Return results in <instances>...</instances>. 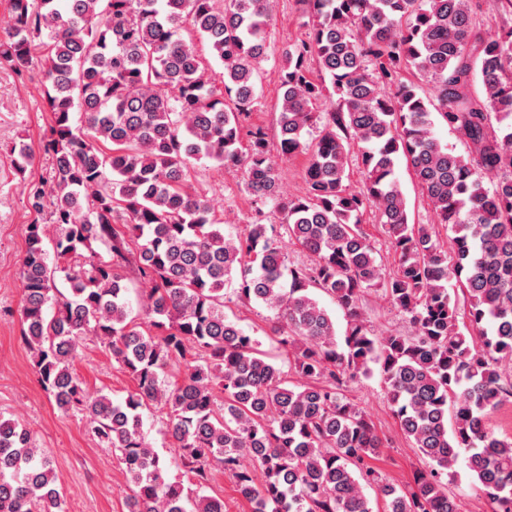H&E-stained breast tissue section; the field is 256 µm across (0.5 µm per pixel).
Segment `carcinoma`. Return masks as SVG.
Wrapping results in <instances>:
<instances>
[{"instance_id":"1","label":"carcinoma","mask_w":512,"mask_h":512,"mask_svg":"<svg viewBox=\"0 0 512 512\" xmlns=\"http://www.w3.org/2000/svg\"><path fill=\"white\" fill-rule=\"evenodd\" d=\"M297 2L308 32L281 49L276 107L281 154L306 158V190L291 196L268 133L248 126L270 50L269 0H10L0 65L20 76L41 66L52 115L45 148L55 159L51 181L25 180L33 219L21 338L57 408L85 413L99 441L121 453L131 512H224V500L192 490L217 470L252 512H374L364 493L373 484L385 512H459L442 475L461 460L490 512H512V439L490 428L512 399V27L483 34L472 0ZM187 23L223 71L204 66L183 38ZM403 70L415 80H400ZM477 75L480 97L470 92ZM420 81L433 97L419 94ZM382 83L397 84L395 95ZM434 109L468 155L436 138ZM310 128L318 135L306 141ZM353 149L358 190L345 183ZM11 157L25 175L30 146L14 144ZM401 158L452 232L453 258L427 226L409 223ZM201 159L241 171L256 214L243 235L226 236L206 197L189 189ZM367 206L397 261L392 274L360 227ZM286 237L310 263H288ZM98 240L109 245L106 263L84 255ZM131 254L147 285L135 316L120 272ZM234 273L237 299L274 312L272 334L304 383L289 385L260 340L224 312ZM453 280L468 307L464 327ZM311 288L342 311V340ZM372 291L407 317L410 333H374L363 313ZM88 334L133 381L124 400L89 395L73 372ZM176 360L184 369L171 382ZM373 364L402 434L430 463L400 490L369 465L383 440L342 393ZM151 406L166 412L185 481L168 478L146 438ZM64 505L31 432L0 420V512Z\"/></svg>"}]
</instances>
